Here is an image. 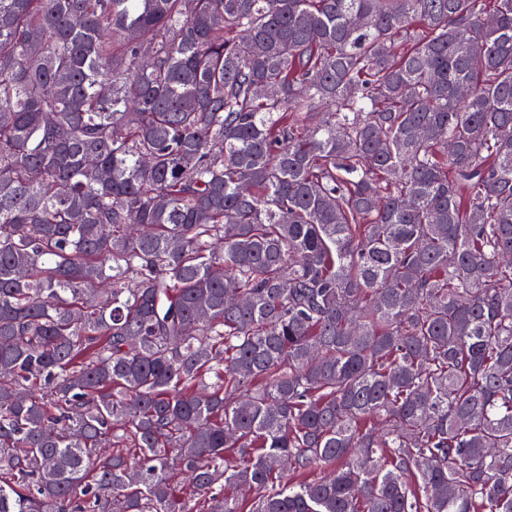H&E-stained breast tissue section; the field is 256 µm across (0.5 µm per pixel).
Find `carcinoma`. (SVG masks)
Instances as JSON below:
<instances>
[{
	"label": "carcinoma",
	"mask_w": 512,
	"mask_h": 512,
	"mask_svg": "<svg viewBox=\"0 0 512 512\" xmlns=\"http://www.w3.org/2000/svg\"><path fill=\"white\" fill-rule=\"evenodd\" d=\"M507 256L512 0H0V512H512Z\"/></svg>",
	"instance_id": "carcinoma-1"
}]
</instances>
